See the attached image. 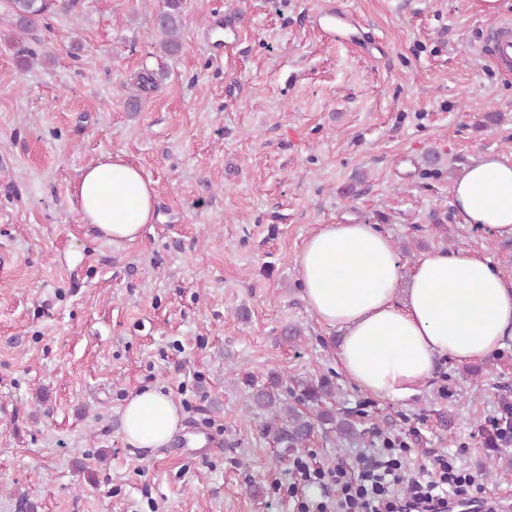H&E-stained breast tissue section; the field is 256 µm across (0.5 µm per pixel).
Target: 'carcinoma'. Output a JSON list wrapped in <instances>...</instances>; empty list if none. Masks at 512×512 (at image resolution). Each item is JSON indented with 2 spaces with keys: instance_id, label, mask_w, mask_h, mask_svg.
<instances>
[{
  "instance_id": "obj_1",
  "label": "carcinoma",
  "mask_w": 512,
  "mask_h": 512,
  "mask_svg": "<svg viewBox=\"0 0 512 512\" xmlns=\"http://www.w3.org/2000/svg\"><path fill=\"white\" fill-rule=\"evenodd\" d=\"M8 12L14 17L21 32L34 29L53 5L52 0H6ZM183 26L182 0H167L166 10L162 11L154 23V32L161 36L160 49L167 55L180 52L182 44L179 32ZM301 398L298 403L288 401V391L283 389L279 377L272 376L268 384L253 391L252 405L267 414L263 430L272 435L279 452L274 457L277 463L295 455L307 447L317 425H333L342 435H355L357 429L347 418L336 419L329 411L313 414L303 411L298 404H318L333 396L330 382L322 378L316 383H300Z\"/></svg>"
}]
</instances>
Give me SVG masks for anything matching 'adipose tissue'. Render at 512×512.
<instances>
[{
	"mask_svg": "<svg viewBox=\"0 0 512 512\" xmlns=\"http://www.w3.org/2000/svg\"><path fill=\"white\" fill-rule=\"evenodd\" d=\"M79 212L106 238L134 240L154 219L142 170L107 154L82 169ZM463 223L512 237V159L485 153L453 187ZM304 298L318 323L337 330V362L360 390L396 401L418 393L439 358L478 362L512 339V281L482 255L438 250L405 266L376 225L326 224L297 257ZM178 407L151 388L127 400L122 430L137 448L167 445Z\"/></svg>",
	"mask_w": 512,
	"mask_h": 512,
	"instance_id": "adipose-tissue-1",
	"label": "adipose tissue"
}]
</instances>
